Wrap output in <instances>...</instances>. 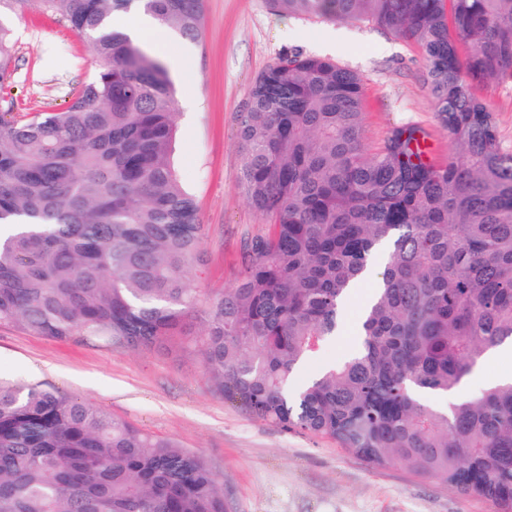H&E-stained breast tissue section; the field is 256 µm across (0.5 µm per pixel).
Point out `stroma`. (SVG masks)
I'll use <instances>...</instances> for the list:
<instances>
[{"label": "stroma", "instance_id": "35a3bbf8", "mask_svg": "<svg viewBox=\"0 0 512 512\" xmlns=\"http://www.w3.org/2000/svg\"><path fill=\"white\" fill-rule=\"evenodd\" d=\"M11 23L13 72L0 85V107L19 119L62 107L95 73L90 41L36 11ZM288 49L334 58L359 74L369 151L403 124L423 129L433 160L446 161L451 151L413 44L367 23L282 14L268 0H204L202 39L175 35L163 47L183 62L172 73L173 162L205 226L208 275L191 279V287L217 291L232 283L244 243L267 229L235 186L238 118L253 80ZM475 93L492 111L503 147L512 151V82L491 80ZM383 270L376 264L354 289L323 360H339L351 348L361 309ZM0 380L57 389L176 440L212 467L230 512H496L489 501L459 497L398 465L369 464L334 440L257 419L214 394L199 365L164 351L65 343L0 325Z\"/></svg>", "mask_w": 512, "mask_h": 512}]
</instances>
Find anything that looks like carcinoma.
<instances>
[{
	"label": "carcinoma",
	"mask_w": 512,
	"mask_h": 512,
	"mask_svg": "<svg viewBox=\"0 0 512 512\" xmlns=\"http://www.w3.org/2000/svg\"><path fill=\"white\" fill-rule=\"evenodd\" d=\"M269 2L414 44L457 152L428 160L409 124L367 151L358 74L283 52L239 119L235 182L267 232L246 244L230 286L195 290L187 275L207 266L205 227L172 160L174 84L113 18L135 3L195 42L203 0H0V84L13 70L12 14H48L95 55L63 108L26 119L0 109V325L168 347L258 419L512 512V383L437 402L512 340V151L472 91L512 82V0ZM384 243L357 348L305 373ZM0 512L228 509L209 464L175 440L0 381Z\"/></svg>",
	"instance_id": "1"
}]
</instances>
